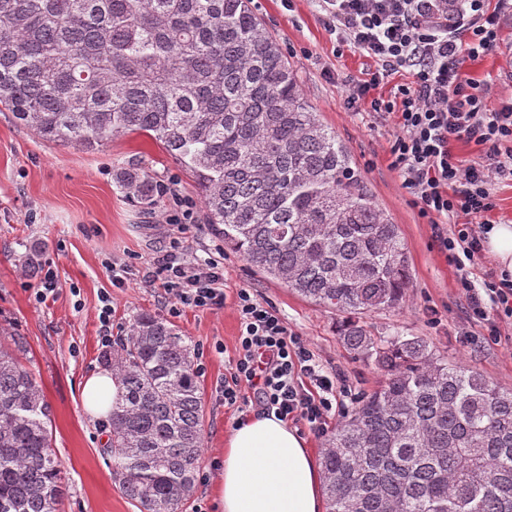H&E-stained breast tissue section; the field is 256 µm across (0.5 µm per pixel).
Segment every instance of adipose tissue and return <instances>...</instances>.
I'll return each instance as SVG.
<instances>
[{
	"label": "adipose tissue",
	"mask_w": 512,
	"mask_h": 512,
	"mask_svg": "<svg viewBox=\"0 0 512 512\" xmlns=\"http://www.w3.org/2000/svg\"><path fill=\"white\" fill-rule=\"evenodd\" d=\"M321 478L296 429L254 414L226 440L216 512H322Z\"/></svg>",
	"instance_id": "ef3b65f1"
}]
</instances>
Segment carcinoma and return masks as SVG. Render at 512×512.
Returning <instances> with one entry per match:
<instances>
[{
    "label": "carcinoma",
    "instance_id": "carcinoma-1",
    "mask_svg": "<svg viewBox=\"0 0 512 512\" xmlns=\"http://www.w3.org/2000/svg\"><path fill=\"white\" fill-rule=\"evenodd\" d=\"M0 106L56 145L159 141L197 178L225 247L343 314L346 347L387 378L325 442L327 512H512V388L421 337L367 329L413 286L406 244L250 0H0ZM115 178L143 204L158 194L137 168ZM25 352L21 338L0 345V512H57L68 479ZM106 362L121 493L140 512H182L203 445L194 350L140 313Z\"/></svg>",
    "mask_w": 512,
    "mask_h": 512
}]
</instances>
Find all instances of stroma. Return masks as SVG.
I'll list each match as a JSON object with an SVG mask.
<instances>
[{"mask_svg":"<svg viewBox=\"0 0 512 512\" xmlns=\"http://www.w3.org/2000/svg\"><path fill=\"white\" fill-rule=\"evenodd\" d=\"M257 17L277 39L303 93L323 123L335 131L373 191L375 201L407 245L413 286L400 309L367 316L374 336H420L437 356L472 367L512 387V328L491 340L469 320L459 292L458 271L433 239V228L397 172L389 166L394 121L358 112L347 104L349 90L370 65L360 52L336 54V42L314 0H251ZM467 77L485 84L487 107L512 99V18L504 17L497 52L466 61ZM146 171L154 181L174 183L194 205L195 222L179 240L184 250L209 257L219 238L205 223L202 196L190 171L151 138L130 134L99 150L59 146L38 139L0 112V328L23 338L26 363L37 375L51 408L53 446L69 479L70 493L59 512H139L120 492L104 450L109 431L84 407L85 380L105 370L98 309L102 295L113 308L112 335L126 334L142 312L167 315L163 289L145 288L141 275L152 268L162 239L154 229L170 207L157 197L150 207L128 199L115 183L119 167ZM35 223H27L28 215ZM52 258L62 284L56 299H34L41 272L33 260ZM128 263L134 274L112 282L111 263ZM249 288L306 339L327 371H341L357 395L377 389L382 373L347 349L337 332L339 317L251 269L233 251L224 253V289L234 296ZM173 325L194 346L202 363L199 388L204 404L202 468L194 496L183 512H213L218 474L212 460L224 457V443L238 419L218 387L228 373L216 344L234 348L239 321L233 305L217 312L184 309Z\"/></svg>","mask_w":512,"mask_h":512,"instance_id":"35a3bbf8","label":"stroma"}]
</instances>
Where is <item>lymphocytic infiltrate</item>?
Listing matches in <instances>:
<instances>
[{
	"mask_svg": "<svg viewBox=\"0 0 512 512\" xmlns=\"http://www.w3.org/2000/svg\"><path fill=\"white\" fill-rule=\"evenodd\" d=\"M338 47H353L374 66L355 83L349 105L395 119L391 169L435 228L442 254L460 272L459 288L469 317L497 337L512 326V278L475 285L472 270L484 258L485 216L494 208L492 187L512 178V101L490 109L483 84L465 77L463 65L494 52L501 20L512 0H317ZM408 72L389 96L377 95L384 80ZM482 146V161L463 163L454 142ZM145 285H161L168 312L223 309L233 301L239 319L230 374L220 386L225 407L245 412L258 403L264 413L322 434L344 411L351 390L337 386L309 343L293 332L250 289L235 297L224 290L220 258H200L178 247L162 250Z\"/></svg>",
	"mask_w": 512,
	"mask_h": 512,
	"instance_id": "obj_1",
	"label": "lymphocytic infiltrate"
}]
</instances>
